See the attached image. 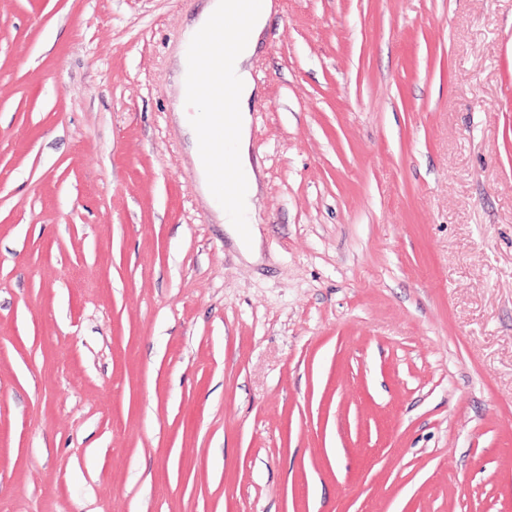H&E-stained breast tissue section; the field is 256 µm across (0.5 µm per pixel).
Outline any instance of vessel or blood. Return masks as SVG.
<instances>
[{
	"label": "vessel or blood",
	"instance_id": "vessel-or-blood-1",
	"mask_svg": "<svg viewBox=\"0 0 512 512\" xmlns=\"http://www.w3.org/2000/svg\"><path fill=\"white\" fill-rule=\"evenodd\" d=\"M246 14H239L235 24H225L223 16H215L207 31L200 34L198 40L191 48L194 56L202 58L204 66L199 72L191 92L196 96H219L228 97L229 86L224 79L223 49L229 39L240 36L246 26ZM211 122L216 127L223 130V137L211 140L208 144L209 150L220 161L215 164L211 175L215 183L221 185L233 184L236 180L234 168L226 162H223L224 142L232 138L234 129L227 119L226 112H216L211 116Z\"/></svg>",
	"mask_w": 512,
	"mask_h": 512
}]
</instances>
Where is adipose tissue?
Segmentation results:
<instances>
[{"mask_svg": "<svg viewBox=\"0 0 512 512\" xmlns=\"http://www.w3.org/2000/svg\"><path fill=\"white\" fill-rule=\"evenodd\" d=\"M272 8L271 0H254L245 39L224 52V72L232 92L229 119L235 130V136L227 143L226 151L244 179L237 192L235 206L225 205L224 192L215 186L211 177L212 162L201 148L207 131V115L220 109V102L197 101L185 95L174 106L176 116L185 127L192 144L199 188L219 220L233 228L236 244L251 261L259 257L260 232L253 223L259 194V175L250 160L252 116L246 102L254 93V81L249 60L255 52L266 17Z\"/></svg>", "mask_w": 512, "mask_h": 512, "instance_id": "obj_1", "label": "adipose tissue"}]
</instances>
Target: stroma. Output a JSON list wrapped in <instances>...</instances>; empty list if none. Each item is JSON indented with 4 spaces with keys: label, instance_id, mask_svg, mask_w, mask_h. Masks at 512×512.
<instances>
[{
    "label": "stroma",
    "instance_id": "35a3bbf8",
    "mask_svg": "<svg viewBox=\"0 0 512 512\" xmlns=\"http://www.w3.org/2000/svg\"><path fill=\"white\" fill-rule=\"evenodd\" d=\"M208 3L0 0V512H512V0H274L254 263ZM251 0H242V9L237 22L233 25L224 23V18L235 15L240 4L237 0H211L208 8L203 12L186 31V39L182 50L176 57V69L181 87L188 88V84L194 78V67L188 56L187 47L195 40L197 34L208 24L215 13L223 15L215 16L207 31L200 34L198 40L191 48L194 56L202 58L203 69L199 72L191 89L195 96H219L223 102L215 100L196 101L190 95H181V99L174 105L173 112L179 122L185 127L192 144V156L199 176V188L208 205L215 211L218 219L224 225L234 230L235 243L243 251L244 256L250 260L259 257L260 232L258 224H250L254 219L256 203L259 194V174L254 169L250 160V132L252 116L246 108V101L254 93V81L249 67V60L253 56L267 15L273 8L270 0H254L250 14L247 34L244 40L227 47V40L240 36L246 26L247 13ZM224 72L228 84L231 86L230 108L229 86L224 79ZM223 108L221 112H215ZM192 110V114H190ZM207 112H214L211 123L223 129V138L212 139L207 148L219 158L224 157V163L213 166L212 161L201 148L202 139L207 131ZM229 112V120H227ZM234 127V129H233ZM226 145L227 155L234 163V167L240 171L244 183L237 192V201L234 207H227L226 202L233 206L234 200L224 196V190L215 186L227 185L236 181L234 168L226 162L224 154V139L229 140ZM212 175V177H211ZM213 179V180H212ZM242 223H248L249 229L245 234Z\"/></svg>",
    "mask_w": 512,
    "mask_h": 512
}]
</instances>
